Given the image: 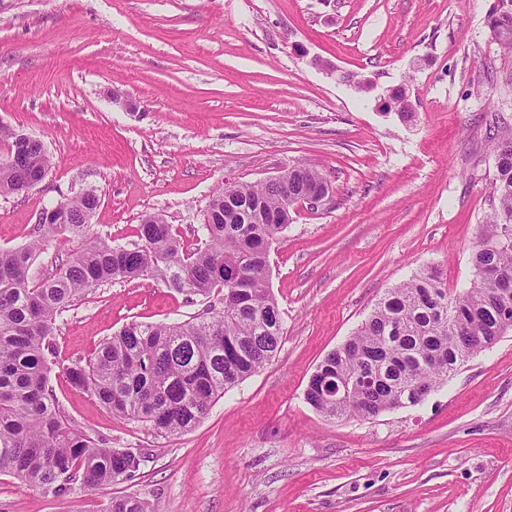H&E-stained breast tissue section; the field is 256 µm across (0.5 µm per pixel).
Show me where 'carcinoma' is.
<instances>
[{"mask_svg":"<svg viewBox=\"0 0 512 512\" xmlns=\"http://www.w3.org/2000/svg\"><path fill=\"white\" fill-rule=\"evenodd\" d=\"M487 26L512 52V0H497ZM497 206L471 252L475 280L449 291L436 266H426L387 290L357 331L317 365L305 397L331 419H372L420 403L469 357L495 344L512 325V125H490ZM0 195L35 186L51 158L36 138L0 127ZM324 182L319 170L297 165L278 182H224L213 192L201 225V245L180 246L170 224L142 220L134 247L96 237L56 272L31 273L51 238L89 236L92 191L51 210L40 237L0 249V474L13 475L61 498L75 486L96 488L128 478L140 466L129 449L108 448L60 411L49 375L56 317L87 292L117 282L159 281L186 295L224 293V310L174 323L132 321L84 363L67 368L73 386L91 391L113 415L151 424L170 435L188 432L216 398L273 359L283 318L269 284V255L288 227L290 203ZM346 395L336 396V380ZM104 512H153L141 497H112Z\"/></svg>","mask_w":512,"mask_h":512,"instance_id":"1","label":"carcinoma"}]
</instances>
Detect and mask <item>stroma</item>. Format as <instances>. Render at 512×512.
<instances>
[{
	"mask_svg": "<svg viewBox=\"0 0 512 512\" xmlns=\"http://www.w3.org/2000/svg\"><path fill=\"white\" fill-rule=\"evenodd\" d=\"M494 4L0 0V125L52 158L36 186L0 195V247L28 243L40 212L90 188L92 235L134 243L160 214L187 250L224 182L302 163L331 188L318 208L291 209L270 251L275 357L192 431L115 417L66 369L127 322H183L220 294L140 279L63 312L49 380L60 408L141 465L67 499L2 474L0 512H103L126 493L154 512H512V332L415 407L329 419L305 400L316 366L388 288L426 265L453 290L474 279L471 247L496 205L486 129L512 121ZM400 86L413 120L389 104Z\"/></svg>",
	"mask_w": 512,
	"mask_h": 512,
	"instance_id": "1",
	"label": "stroma"
}]
</instances>
